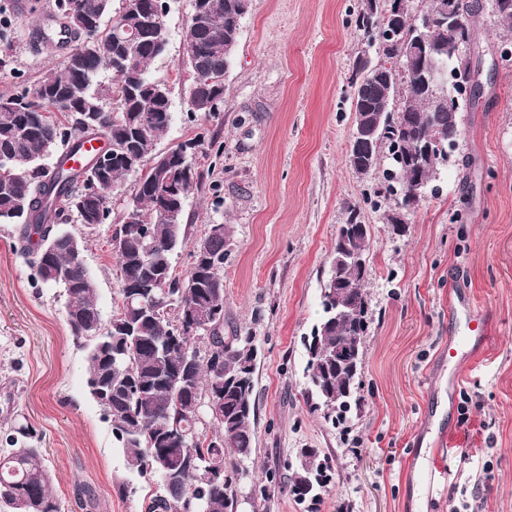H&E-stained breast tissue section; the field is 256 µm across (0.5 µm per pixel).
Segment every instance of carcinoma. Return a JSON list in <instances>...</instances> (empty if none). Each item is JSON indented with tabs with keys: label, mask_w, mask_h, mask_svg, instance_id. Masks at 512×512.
Returning <instances> with one entry per match:
<instances>
[{
	"label": "carcinoma",
	"mask_w": 512,
	"mask_h": 512,
	"mask_svg": "<svg viewBox=\"0 0 512 512\" xmlns=\"http://www.w3.org/2000/svg\"><path fill=\"white\" fill-rule=\"evenodd\" d=\"M237 2L198 0L195 7L205 9V17L191 19L185 33L193 96L216 101L218 109L224 102V78L231 62L225 48L237 46L240 35L243 15ZM395 2L401 4L397 20L366 7L355 17V27L381 50L376 67L361 82L348 78V86L359 91L357 119L367 127L385 123L390 135L380 143H366L359 153L348 156V162L358 174L382 169L385 193L409 213L420 202L413 195L414 180L436 179L448 155L420 170L396 166L395 156L412 157L421 139L431 134L448 138V110L441 106L440 96L467 80L456 44L473 39L483 4L456 0L464 22L463 28L456 29L441 19L446 0H428L427 9L434 16L428 32L431 52L446 82L437 87L417 77L404 88L405 110L389 115L382 107L393 101L396 74L418 66L387 33L394 22L408 31L417 25L408 13V0ZM97 4L98 0H55L54 11L67 19L65 31L79 42L90 37L99 44H111L110 23L121 9V0H109L102 15L96 13ZM495 14L503 35L512 39V0H501ZM122 52V47L112 44L110 52L62 58L34 90L0 98V224L21 225L22 252L33 256L35 279L63 289L70 334H75L79 323L112 328L110 361L94 354L92 342L79 347L88 364L90 396L96 397L97 382L108 392L109 400L100 409L111 422L126 470L153 487L147 512H227L236 497L228 469L255 450L257 349L250 332L234 330L224 335L226 225H209L205 253L192 256L188 274L198 282L196 292L184 297L175 287L171 260L187 242V225L181 220L171 223L163 209L174 196L185 203L203 173L192 159L180 162L177 153L171 154L169 164L158 167L132 170L126 164L129 155L154 154L173 124L174 112L165 84L149 70L162 53L154 33L143 29L134 69L118 73L114 60ZM198 57L206 68L195 66ZM105 72L111 73L106 87L99 81ZM88 112L102 117L101 133L112 140L110 179L119 185L135 177L128 208L138 211L141 224L149 225L146 236L140 224H124L112 238L117 289L107 321L88 268L75 263L67 243H57L48 263H41L57 225L71 220L105 224L111 215L110 197L87 191L81 183L82 171L67 166L71 157L83 153ZM59 266L69 271L64 282L53 274ZM333 280L358 304L355 329L336 318ZM365 280L366 268L353 265L350 259L331 264L329 282L320 294L322 318L305 340L309 379L305 402L310 412L320 413L328 422L344 420L351 411L346 401L354 394L362 353H357L353 368L344 370L321 354L338 344L356 343L363 348L368 330ZM129 283L138 285L141 295H133L126 288ZM202 316L210 327L204 340L196 336L194 327ZM216 398L222 400L221 413L203 420L200 404ZM212 434L223 438V447H215ZM17 442L14 435L9 438L10 447L0 448V512H25L30 503L32 512H63L50 489L49 466L41 449L18 448ZM210 455L223 473L206 481L197 466ZM299 457L304 462L282 488L299 501L315 502L331 480V460L317 452Z\"/></svg>",
	"instance_id": "cac0c4a2"
}]
</instances>
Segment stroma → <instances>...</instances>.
Instances as JSON below:
<instances>
[{"mask_svg":"<svg viewBox=\"0 0 512 512\" xmlns=\"http://www.w3.org/2000/svg\"><path fill=\"white\" fill-rule=\"evenodd\" d=\"M54 0L14 13L0 97L34 89L58 51L34 50L35 21ZM362 0H250L217 116L190 114L183 66L191 0H170L169 43L150 66L170 91L174 121L164 151L219 132L197 160L201 183L184 213L183 275L210 225L229 229L224 326L256 338V451L236 465L232 512H512V66L485 70L484 89L460 114L462 136L442 165L436 193L407 216L378 194L379 175L356 174L346 153L352 128L347 79L367 38L354 17ZM357 205L371 237L364 284L372 322L364 338L359 403L343 427L305 403L304 336L322 316L336 232ZM82 236L104 317L116 292L113 225L70 224ZM19 228L0 224V448L13 428L43 450L65 512H145L148 486L129 480L112 427L86 389L85 353L74 344L61 290L45 288L19 252ZM470 297L491 341L448 386V296ZM452 428L449 474L433 467L438 429ZM331 458L316 506L289 492L261 499L269 479L287 482L300 449Z\"/></svg>","mask_w":512,"mask_h":512,"instance_id":"1","label":"stroma"}]
</instances>
